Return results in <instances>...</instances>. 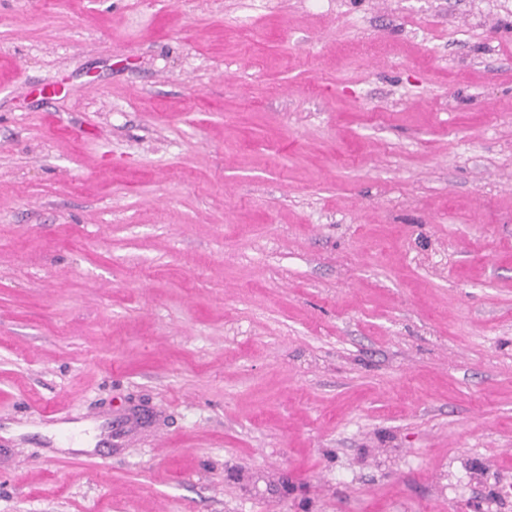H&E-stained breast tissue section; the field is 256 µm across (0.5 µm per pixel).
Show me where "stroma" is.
<instances>
[{"instance_id": "obj_1", "label": "stroma", "mask_w": 512, "mask_h": 512, "mask_svg": "<svg viewBox=\"0 0 512 512\" xmlns=\"http://www.w3.org/2000/svg\"><path fill=\"white\" fill-rule=\"evenodd\" d=\"M512 0H0V512H512Z\"/></svg>"}]
</instances>
